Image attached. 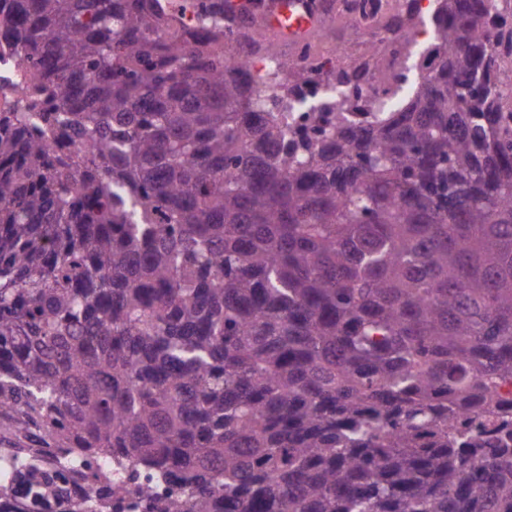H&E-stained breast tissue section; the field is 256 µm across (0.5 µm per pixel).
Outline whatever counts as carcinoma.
<instances>
[{
  "instance_id": "obj_1",
  "label": "carcinoma",
  "mask_w": 512,
  "mask_h": 512,
  "mask_svg": "<svg viewBox=\"0 0 512 512\" xmlns=\"http://www.w3.org/2000/svg\"><path fill=\"white\" fill-rule=\"evenodd\" d=\"M194 2L0 0L52 104L0 112V500L112 512L118 456L168 512H512V0H440L405 106L304 128L311 40L278 98Z\"/></svg>"
}]
</instances>
